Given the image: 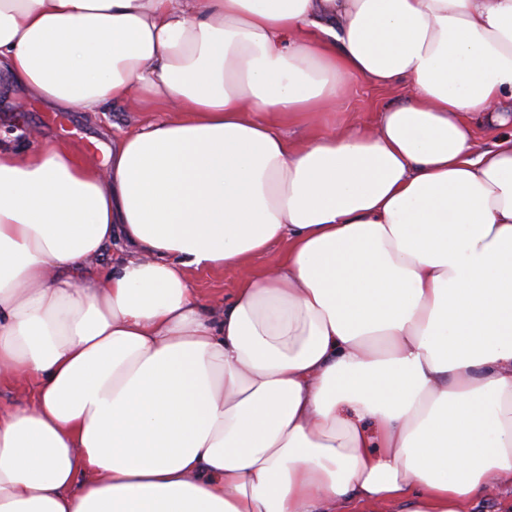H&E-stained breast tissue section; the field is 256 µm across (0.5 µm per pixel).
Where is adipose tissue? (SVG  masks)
Here are the masks:
<instances>
[{"instance_id": "1", "label": "adipose tissue", "mask_w": 512, "mask_h": 512, "mask_svg": "<svg viewBox=\"0 0 512 512\" xmlns=\"http://www.w3.org/2000/svg\"><path fill=\"white\" fill-rule=\"evenodd\" d=\"M1 71L166 116L101 164L0 141V512L512 496V0H0ZM346 79L413 94L285 135ZM117 252L118 247L114 242L110 245H107L104 248L101 257L97 260L96 265L91 268L80 269L74 272L72 275L73 279L77 283H80L101 272L107 271L108 269H110V267H112V253L113 255H116ZM241 273L237 270L217 271H194L191 274L192 288H196L201 299L210 304L214 301L223 300L235 287Z\"/></svg>"}]
</instances>
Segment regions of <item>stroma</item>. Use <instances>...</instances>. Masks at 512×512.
Wrapping results in <instances>:
<instances>
[{
	"instance_id": "obj_1",
	"label": "stroma",
	"mask_w": 512,
	"mask_h": 512,
	"mask_svg": "<svg viewBox=\"0 0 512 512\" xmlns=\"http://www.w3.org/2000/svg\"><path fill=\"white\" fill-rule=\"evenodd\" d=\"M339 92L336 123L342 126L374 123L378 112L405 102L412 90L407 86L387 89L357 79L341 83ZM160 116L154 107L140 110L123 101L101 112H62L23 93L0 74V138L18 147H34L36 138L41 137L78 148L101 162L114 136Z\"/></svg>"
}]
</instances>
